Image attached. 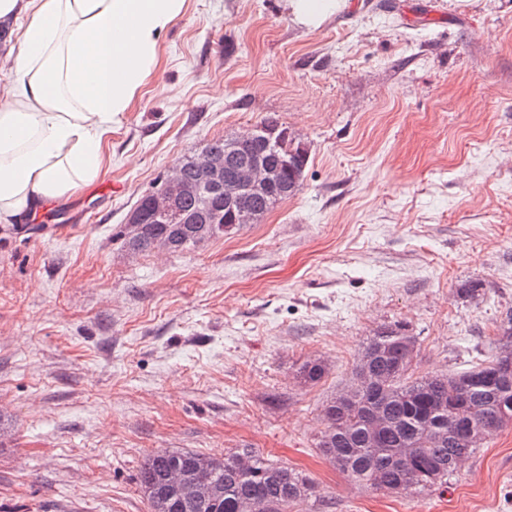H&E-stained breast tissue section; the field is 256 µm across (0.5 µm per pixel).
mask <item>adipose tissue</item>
I'll return each instance as SVG.
<instances>
[{"instance_id": "1", "label": "adipose tissue", "mask_w": 512, "mask_h": 512, "mask_svg": "<svg viewBox=\"0 0 512 512\" xmlns=\"http://www.w3.org/2000/svg\"><path fill=\"white\" fill-rule=\"evenodd\" d=\"M185 0H0L25 18L0 88V221L65 197L100 173L104 135L156 67Z\"/></svg>"}]
</instances>
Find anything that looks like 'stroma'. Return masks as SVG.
<instances>
[{
    "label": "stroma",
    "instance_id": "stroma-1",
    "mask_svg": "<svg viewBox=\"0 0 512 512\" xmlns=\"http://www.w3.org/2000/svg\"><path fill=\"white\" fill-rule=\"evenodd\" d=\"M268 116L309 148L295 196L181 253L114 238L176 160ZM49 208L0 228V512H149L148 454L240 448L311 479L289 512H512V423L416 496L316 448L377 330L416 337L413 376L453 375L512 309V0H347L317 28L185 0L97 183Z\"/></svg>",
    "mask_w": 512,
    "mask_h": 512
}]
</instances>
